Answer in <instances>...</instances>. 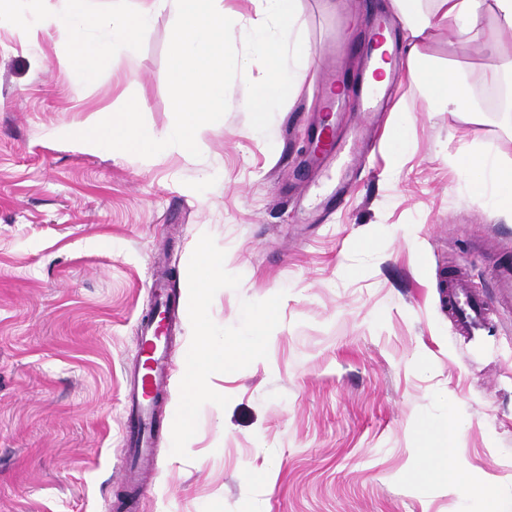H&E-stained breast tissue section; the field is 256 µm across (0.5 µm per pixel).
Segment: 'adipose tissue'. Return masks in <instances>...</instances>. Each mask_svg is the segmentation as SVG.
Masks as SVG:
<instances>
[{
  "label": "adipose tissue",
  "instance_id": "1",
  "mask_svg": "<svg viewBox=\"0 0 512 512\" xmlns=\"http://www.w3.org/2000/svg\"><path fill=\"white\" fill-rule=\"evenodd\" d=\"M391 12L407 32L404 50L411 82L420 90L432 112L448 110L478 120L484 108L470 87L468 73L453 65H444L429 52L432 43L450 35V47L465 50L481 47L491 65L485 71L487 83L497 85L512 79V47L502 40L512 31V0H390ZM474 188L489 194L495 208L512 215V159L503 158L493 144H486L476 156L458 161ZM198 336L184 368L186 404L195 407L198 399L220 404L218 395L207 388L203 373L211 367L226 366L228 344L215 343L207 324H199ZM455 421L441 430L442 447L427 457L424 476L445 489L458 491L460 476L451 462L455 453Z\"/></svg>",
  "mask_w": 512,
  "mask_h": 512
}]
</instances>
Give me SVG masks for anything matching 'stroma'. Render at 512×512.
<instances>
[{
  "label": "stroma",
  "instance_id": "35a3bbf8",
  "mask_svg": "<svg viewBox=\"0 0 512 512\" xmlns=\"http://www.w3.org/2000/svg\"><path fill=\"white\" fill-rule=\"evenodd\" d=\"M388 0H301L313 64L268 134L233 82L201 158L144 166L69 141L90 115L136 98L147 127L174 122L167 87L175 18L159 10L129 70L80 82L64 39L0 24V512H113L123 495L126 377L157 276L180 294L173 371L140 512H473L418 479L423 434L458 423L465 485L512 492V309L475 347L448 316L449 275L489 293L512 265V218L454 164L475 144L512 157V114L484 83L488 58L457 52L482 122L431 112L406 75L354 190L311 164L326 77L366 70L360 43ZM224 257L203 306L200 245ZM275 306L256 357L210 372L222 406L197 404L182 433L184 365L206 321L241 342Z\"/></svg>",
  "mask_w": 512,
  "mask_h": 512
}]
</instances>
